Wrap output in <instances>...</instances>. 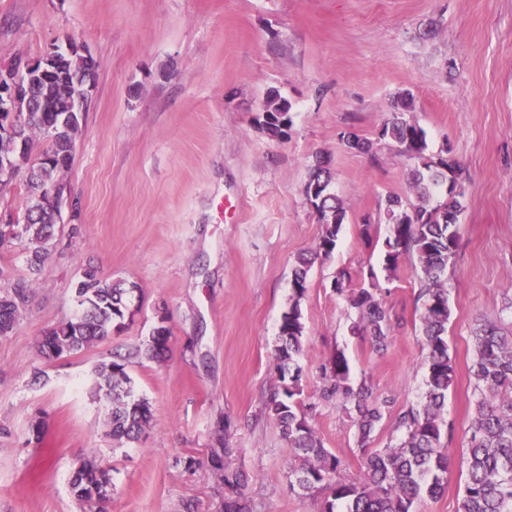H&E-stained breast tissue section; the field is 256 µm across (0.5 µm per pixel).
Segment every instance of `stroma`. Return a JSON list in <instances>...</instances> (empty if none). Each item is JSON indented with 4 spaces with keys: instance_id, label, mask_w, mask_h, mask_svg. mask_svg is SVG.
<instances>
[{
    "instance_id": "35a3bbf8",
    "label": "stroma",
    "mask_w": 512,
    "mask_h": 512,
    "mask_svg": "<svg viewBox=\"0 0 512 512\" xmlns=\"http://www.w3.org/2000/svg\"><path fill=\"white\" fill-rule=\"evenodd\" d=\"M70 40L94 58L96 85L62 174L54 248L14 332L0 337V512H80L69 482L88 456L112 476L109 512H224L217 448L242 474L250 512H321L320 497L290 490L294 457L266 408L282 388L275 347L292 268L314 256L323 230L304 192L319 157L347 219L331 257H314L301 301L300 402L313 405L339 477L364 480L353 406L319 396L339 352L353 381L394 396L395 410L425 390L420 271L408 259L394 278L383 269L385 199L413 196V161L380 137L405 92L430 153L450 149L464 172L448 270L452 465L444 492L416 506L458 512L472 331L512 320V0H0V67ZM271 90L292 105L280 139L258 123ZM349 131L374 154L349 151ZM88 266L134 284L136 313L105 341L43 362L37 342L73 312ZM342 268L380 289L394 323L387 349L351 333L354 316L331 286ZM160 324L166 358L128 366L153 424L121 447L91 397L94 371Z\"/></svg>"
}]
</instances>
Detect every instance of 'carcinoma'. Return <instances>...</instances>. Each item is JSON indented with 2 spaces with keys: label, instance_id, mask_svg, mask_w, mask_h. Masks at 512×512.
Returning <instances> with one entry per match:
<instances>
[{
  "label": "carcinoma",
  "instance_id": "obj_1",
  "mask_svg": "<svg viewBox=\"0 0 512 512\" xmlns=\"http://www.w3.org/2000/svg\"><path fill=\"white\" fill-rule=\"evenodd\" d=\"M86 62L79 53H63L56 72L45 82L32 86L21 101V111L28 114L14 129V136L0 138V162L10 157L18 143L31 146L36 132L50 140L49 148L30 171H21L29 192L24 223L0 224V250L14 242H23L30 252L29 276L0 287V337L11 334L31 296L34 276L47 260L53 245L59 209L35 207L41 189L62 183L66 166L57 157L72 150L68 132L70 110L77 103V85L84 78ZM291 105L274 91L267 93L262 106L260 127L271 137L286 135ZM413 97L401 98L400 110L383 127L381 137L391 140L400 155L416 162L412 187L417 202L388 195L384 215L389 225L385 239L383 269L393 276L401 262L409 258L422 273L419 298L423 299L420 316L422 344L425 351V392L423 402L397 415L395 431L386 446L367 450L366 477L358 483L337 479L339 461L316 438L309 423V413L297 397L300 367L296 359L303 351V315L300 300L308 288L312 261L301 257L292 271L293 302L281 316L275 349L276 368L281 379L288 380L282 394L270 399L269 412L276 419L281 438L298 459L289 469L290 490L300 495H323L322 512H413L421 498L435 497L445 489L444 474L449 458L442 438L448 432L446 405L448 391L456 371L448 347V322L451 308L448 298V265L459 246V216L463 170L446 149L428 154L427 135L411 115ZM344 145L358 153L372 152L373 143L353 132L343 134ZM441 188L446 200L431 204V193ZM306 197L323 224L315 256L329 257L336 249L346 218L343 202L330 190V173L324 161L311 166L305 184ZM351 275L339 270L333 288L347 294L349 308L356 316L352 330L371 338L373 347L386 348L394 330L389 310L376 288L350 287ZM135 286L102 277L96 268L83 270L75 293V308L38 341V356L52 360L57 352L64 356L87 349L112 335L133 315L131 302ZM170 339L164 327L153 329L143 354L152 360L165 356ZM474 356L468 371L474 380L475 415L468 429L465 457L466 479L459 512H512V323L485 321L473 330ZM94 396L107 401L110 409V435L119 443H134L153 424L147 399L136 396L126 364L111 360L95 370ZM326 401L350 403L356 411L355 425L359 443L366 445L375 429L390 416L392 396H375L370 388L354 385L347 359L336 354L330 367L329 385L321 394ZM211 465L224 482L229 494L224 498V512H248V505L238 497L240 477L224 468L218 453L211 455ZM110 479L92 456L85 457L70 480L74 497L83 512H106L109 490L101 487Z\"/></svg>",
  "mask_w": 512,
  "mask_h": 512
}]
</instances>
